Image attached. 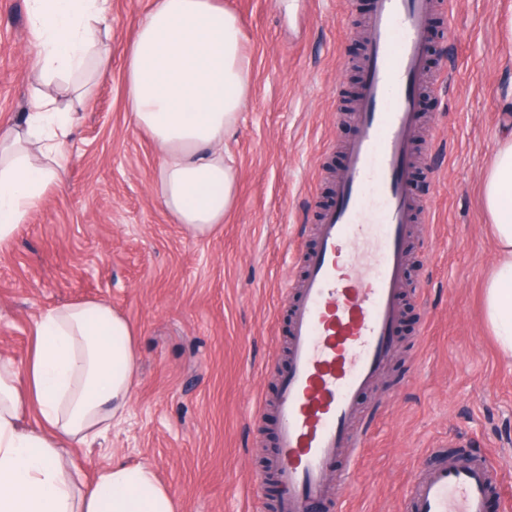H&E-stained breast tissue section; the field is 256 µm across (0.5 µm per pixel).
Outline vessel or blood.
Here are the masks:
<instances>
[{"mask_svg":"<svg viewBox=\"0 0 512 512\" xmlns=\"http://www.w3.org/2000/svg\"><path fill=\"white\" fill-rule=\"evenodd\" d=\"M446 0H372L368 42L335 198L320 211L303 276L287 291L288 361L271 405L277 512H306L331 495L327 476L366 445L360 399L387 370L406 279L409 226L429 209L409 191L421 134L420 78L428 28ZM408 482L403 512H487L503 477L487 453L450 460L441 449Z\"/></svg>","mask_w":512,"mask_h":512,"instance_id":"b4317fda","label":"vessel or blood"}]
</instances>
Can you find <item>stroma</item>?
Here are the masks:
<instances>
[{
	"mask_svg": "<svg viewBox=\"0 0 512 512\" xmlns=\"http://www.w3.org/2000/svg\"><path fill=\"white\" fill-rule=\"evenodd\" d=\"M433 24L430 70L442 93L420 97L423 134L411 183L432 205L411 226L409 271L391 367L363 395L369 425L358 471L329 475L315 512H400L427 448L480 450L506 471L488 512L512 501V364L482 314L494 257L480 185L512 132V0H447ZM242 20L252 91L228 147L238 198L205 237L184 231L154 187L150 136L133 123L125 59L152 0H112V67L66 144L67 176L0 253V356L24 367L41 313L108 302L136 332L139 370L125 418L67 449L86 480L113 459L150 464L178 512H275L268 429L269 361L286 362L282 293L299 280L315 214L353 138L343 109L364 47L368 0H223ZM30 0H0V122H19L30 89Z\"/></svg>",
	"mask_w": 512,
	"mask_h": 512,
	"instance_id": "1",
	"label": "stroma"
}]
</instances>
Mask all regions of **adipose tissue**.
Masks as SVG:
<instances>
[{"mask_svg": "<svg viewBox=\"0 0 512 512\" xmlns=\"http://www.w3.org/2000/svg\"><path fill=\"white\" fill-rule=\"evenodd\" d=\"M109 0H31L32 93L25 119L0 125V250L66 172L75 109L112 66ZM240 18L222 0H154L126 56L129 109L160 158L158 195L184 229L204 236L237 199L224 142L250 91ZM481 193L495 260L485 320L512 361V134L499 143ZM25 370L0 360V512H176L145 464L113 460L93 481L66 466L67 447L125 416L138 354L129 322L107 302L47 310Z\"/></svg>", "mask_w": 512, "mask_h": 512, "instance_id": "adipose-tissue-1", "label": "adipose tissue"}]
</instances>
